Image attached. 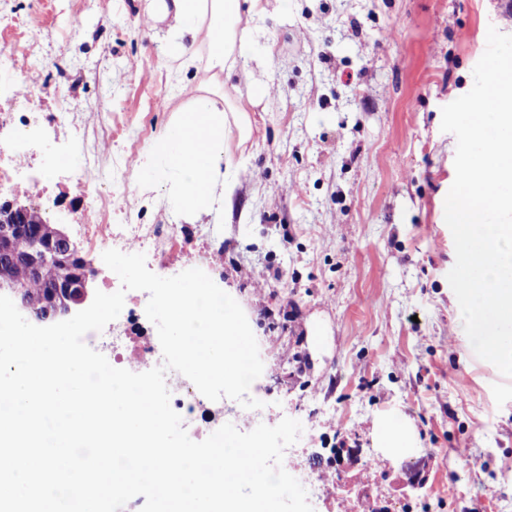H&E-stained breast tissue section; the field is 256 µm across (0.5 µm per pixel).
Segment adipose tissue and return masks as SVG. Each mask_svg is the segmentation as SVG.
<instances>
[{
  "instance_id": "ef3b65f1",
  "label": "adipose tissue",
  "mask_w": 512,
  "mask_h": 512,
  "mask_svg": "<svg viewBox=\"0 0 512 512\" xmlns=\"http://www.w3.org/2000/svg\"><path fill=\"white\" fill-rule=\"evenodd\" d=\"M158 11L168 19V51L183 67L194 63L187 44L202 41L213 77L231 74L239 59L248 57L251 32L241 28L243 13L263 11L262 0H159ZM188 104L158 137L152 153L178 174V199L197 212L215 200L224 161V129L234 124L247 137L250 121L245 106H227L223 98L204 94L202 87L183 86Z\"/></svg>"
}]
</instances>
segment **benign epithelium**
<instances>
[{
	"label": "benign epithelium",
	"mask_w": 512,
	"mask_h": 512,
	"mask_svg": "<svg viewBox=\"0 0 512 512\" xmlns=\"http://www.w3.org/2000/svg\"><path fill=\"white\" fill-rule=\"evenodd\" d=\"M28 207L15 200L0 201V255L10 259L22 257L32 263L37 259L30 253L16 247L24 234V224ZM49 250L61 266V280L50 289L52 306L39 313L28 303L20 300L22 288L0 269V294L9 296L19 311L33 318L37 323L51 325L62 317L84 307L92 291L94 273L89 266L77 269L73 260L78 258L74 246L63 229L54 225L50 227Z\"/></svg>",
	"instance_id": "benign-epithelium-1"
}]
</instances>
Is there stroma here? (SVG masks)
Returning a JSON list of instances; mask_svg holds the SVG:
<instances>
[{
	"mask_svg": "<svg viewBox=\"0 0 512 512\" xmlns=\"http://www.w3.org/2000/svg\"><path fill=\"white\" fill-rule=\"evenodd\" d=\"M37 53L30 82L71 84L84 149L132 192L115 208L135 224H179L185 245L224 248V290L244 310L264 364L261 409L225 399L213 418L242 432L301 422L302 466L341 472L355 500L410 512H512V378L477 357L447 274L444 217L456 138L442 108L473 86L489 28L512 35V0H264L217 93L250 101L251 133L224 132L229 203L186 213L175 172L139 166L173 122L187 84H207L205 55L181 68L163 49L155 0H10ZM266 96L251 99L255 82ZM112 129L111 150L98 148ZM322 334L312 349L311 329ZM407 419L413 468L386 454L374 426Z\"/></svg>",
	"mask_w": 512,
	"mask_h": 512,
	"instance_id": "35a3bbf8",
	"label": "stroma"
}]
</instances>
